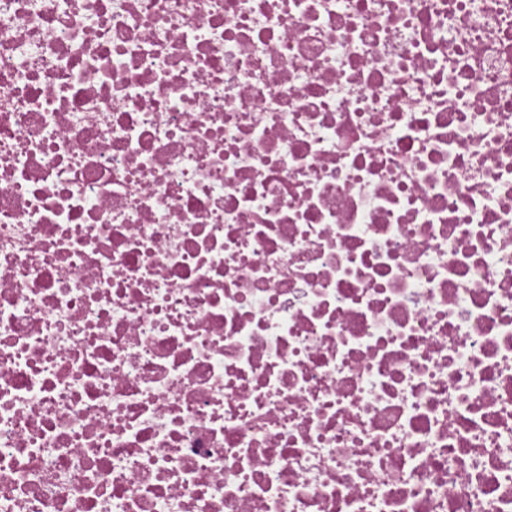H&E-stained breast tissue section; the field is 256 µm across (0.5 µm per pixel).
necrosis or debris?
I'll list each match as a JSON object with an SVG mask.
<instances>
[{"mask_svg": "<svg viewBox=\"0 0 512 512\" xmlns=\"http://www.w3.org/2000/svg\"><path fill=\"white\" fill-rule=\"evenodd\" d=\"M0 512H512V0H0Z\"/></svg>", "mask_w": 512, "mask_h": 512, "instance_id": "1", "label": "necrosis or debris"}]
</instances>
